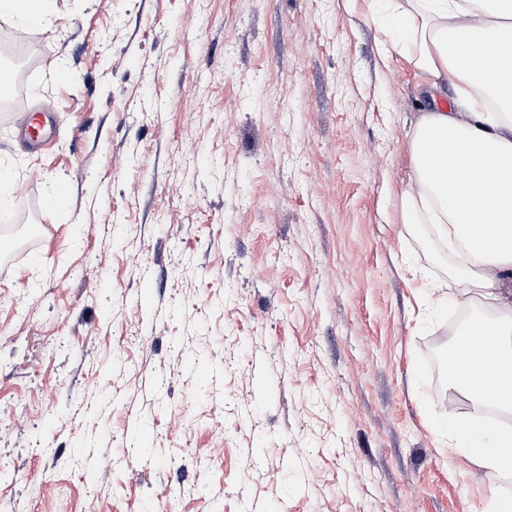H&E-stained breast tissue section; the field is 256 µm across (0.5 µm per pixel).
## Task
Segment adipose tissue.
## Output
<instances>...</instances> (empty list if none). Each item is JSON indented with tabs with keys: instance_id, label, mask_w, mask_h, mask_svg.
Returning <instances> with one entry per match:
<instances>
[{
	"instance_id": "obj_1",
	"label": "adipose tissue",
	"mask_w": 512,
	"mask_h": 512,
	"mask_svg": "<svg viewBox=\"0 0 512 512\" xmlns=\"http://www.w3.org/2000/svg\"><path fill=\"white\" fill-rule=\"evenodd\" d=\"M382 45L406 52L431 93L455 107L422 112L406 136L410 174L399 194L403 224H428L454 263L456 307L495 343L486 361H455L450 388L470 416L437 412L456 454L477 469L512 475V0H365Z\"/></svg>"
}]
</instances>
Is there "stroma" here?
Returning a JSON list of instances; mask_svg holds the SVG:
<instances>
[{
  "label": "stroma",
  "mask_w": 512,
  "mask_h": 512,
  "mask_svg": "<svg viewBox=\"0 0 512 512\" xmlns=\"http://www.w3.org/2000/svg\"><path fill=\"white\" fill-rule=\"evenodd\" d=\"M0 68V512H478L396 217L431 100L360 0H52ZM67 187L69 201L51 197ZM40 224L38 238L29 227ZM16 113L15 125L34 143L40 142V127L42 116L54 112L50 106H46L41 112H32L27 107H22Z\"/></svg>",
  "instance_id": "1"
}]
</instances>
